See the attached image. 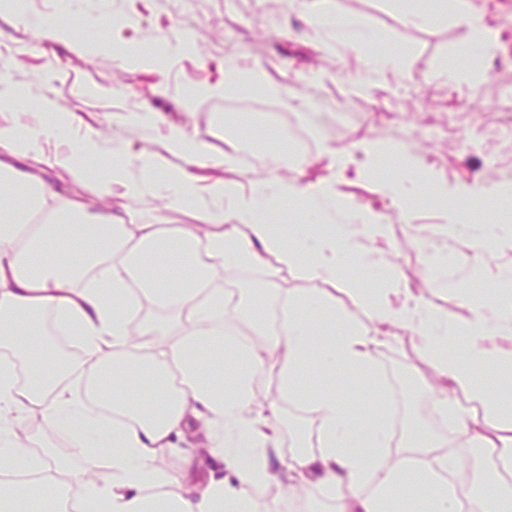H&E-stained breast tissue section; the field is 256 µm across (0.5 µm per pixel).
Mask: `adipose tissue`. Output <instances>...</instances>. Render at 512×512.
I'll return each instance as SVG.
<instances>
[{
	"mask_svg": "<svg viewBox=\"0 0 512 512\" xmlns=\"http://www.w3.org/2000/svg\"><path fill=\"white\" fill-rule=\"evenodd\" d=\"M37 139L0 125V341L25 364L28 378L16 386L10 367L0 366V462L7 467L70 477L56 457L31 455L17 441L16 419L33 413L44 424L75 428L74 447L109 451L108 476L88 466L75 512H85L88 500L105 512H252L254 493L269 485L276 466L291 487L323 490L336 512H382V492L403 499L444 472L467 469L479 479L491 463L512 465V405L478 378L512 369L511 290L499 302L472 305L471 318L459 319L425 306L403 287L402 271L389 265L386 277L403 302L392 304L382 293L361 297L362 323L337 313L330 288L341 282L347 262L367 260L366 241L385 236L387 227L367 214L358 226L331 223L346 204L328 189L271 179L246 197L221 183L202 194L183 170L170 205L199 210L206 226H163L151 217L125 224L83 200L59 199L39 178L42 166L67 168L77 183L83 169L75 155H43ZM228 197L235 201L229 213ZM291 197L302 198L326 227L301 239L295 227L264 223V213ZM39 214L46 223H34ZM228 218L236 223L229 232ZM268 254L301 267L323 289L315 299L283 298L277 334L257 347L232 330L216 281L220 269L258 266ZM147 302L169 314V328L139 320ZM45 313L79 327L87 379L111 398V423L91 397H75L43 349L38 326ZM383 324L415 336L433 378L445 385L433 404L480 449L475 460L440 453V441L417 430L410 445L428 462L412 470L393 454L385 419H358L335 398L304 390V379L315 373L329 380L340 371L370 374L387 341ZM268 369L277 371L282 392L310 401L319 421L316 447L300 441L281 453L278 433L252 394L254 376ZM173 372L185 383L176 393L166 386ZM190 437L216 451L200 484L185 476L194 457L181 443ZM169 455L179 457L180 470L165 467Z\"/></svg>",
	"mask_w": 512,
	"mask_h": 512,
	"instance_id": "1",
	"label": "adipose tissue"
}]
</instances>
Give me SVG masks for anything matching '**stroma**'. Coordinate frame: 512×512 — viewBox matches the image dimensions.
Instances as JSON below:
<instances>
[{
    "mask_svg": "<svg viewBox=\"0 0 512 512\" xmlns=\"http://www.w3.org/2000/svg\"><path fill=\"white\" fill-rule=\"evenodd\" d=\"M475 2L481 22L497 32L495 48L482 55L477 82L449 74L473 36L455 0H192L187 19L173 0H29L24 15L0 0V70L9 72L19 97L18 104L0 108V123L68 122L65 137L40 139L48 156L95 133L98 150L84 157L82 184L57 168H43L40 176L51 190L79 192L129 224L143 213L164 224L202 221L195 210L169 208L172 186L166 181L137 200L112 181L113 162L143 153L155 157L161 172L188 170L202 191L224 182L246 195L269 178L298 177L306 185L331 186L356 209L383 206L379 220L389 235L377 248L404 270L427 305L466 317L464 293L430 282L419 241L430 239L447 257L451 275L467 278L475 246L446 237L443 228L459 201L486 196L496 170L512 168V154L501 150L495 136L505 110L501 86L512 82V0ZM65 4L74 11L68 40L48 39L28 24V15L51 18ZM418 6L429 15L422 25L408 20ZM338 18L371 31L372 48L339 38ZM176 36L193 43L194 51L156 64L145 61L142 44ZM374 52L395 57V64L372 73ZM256 67L266 75V88L226 89L229 70ZM146 109L153 121L136 125L135 115ZM174 128L193 140L197 157L168 150ZM282 137L299 169H270ZM367 141L401 147L447 185V199L434 197L430 185L408 186L397 160L377 162L364 152ZM233 153L238 163L224 165V156ZM104 181L111 184L106 195L97 191ZM384 285L380 270L350 264L335 292L336 307L362 314L356 289ZM388 334L371 375H337L331 394L354 412L373 411L384 405L398 372H406L414 388L403 398L408 435L426 426L421 408L432 399L431 369L409 330L392 328ZM253 386L260 402L278 406L283 448H291L296 436H316L310 407L279 395L275 372L258 374Z\"/></svg>",
    "mask_w": 512,
    "mask_h": 512,
    "instance_id": "35a3bbf8",
    "label": "stroma"
}]
</instances>
